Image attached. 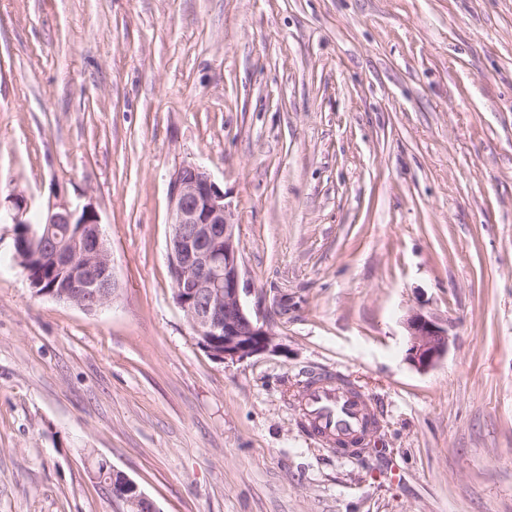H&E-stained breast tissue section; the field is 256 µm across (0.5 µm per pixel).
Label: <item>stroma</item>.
Returning a JSON list of instances; mask_svg holds the SVG:
<instances>
[{"mask_svg": "<svg viewBox=\"0 0 512 512\" xmlns=\"http://www.w3.org/2000/svg\"><path fill=\"white\" fill-rule=\"evenodd\" d=\"M202 166L278 351L198 347L170 188ZM99 215L119 284L36 296L0 222V512H512V0H0V203ZM415 308L447 325L406 359ZM378 406L357 457L309 373ZM407 359L420 371L433 368L448 353V327L428 311L417 308L407 315ZM295 397L309 433L330 452L348 456L343 448L367 429L370 418L379 419L378 409L364 394H352L336 385V374H311ZM102 464L105 466L102 477L110 485L108 488L112 491V500L121 502L126 508L125 512H159L135 481L115 470L106 461Z\"/></svg>", "mask_w": 512, "mask_h": 512, "instance_id": "obj_1", "label": "stroma"}]
</instances>
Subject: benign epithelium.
Listing matches in <instances>:
<instances>
[{
	"instance_id": "obj_1",
	"label": "benign epithelium",
	"mask_w": 512,
	"mask_h": 512,
	"mask_svg": "<svg viewBox=\"0 0 512 512\" xmlns=\"http://www.w3.org/2000/svg\"><path fill=\"white\" fill-rule=\"evenodd\" d=\"M172 233L169 241L174 296L197 344L214 359L243 362L275 351V333L247 308L241 288L242 256L236 224L224 204V193L201 167L179 168L171 184ZM14 257L27 273L33 291L43 281L30 276V265L40 263L57 275L61 286L50 292L59 301L87 312L110 304L118 290L112 258L97 212L66 205L51 206L42 224L24 220L27 204L13 199ZM68 225L64 235L57 225ZM407 359L419 370L433 368L448 353L449 333L436 317L422 308L407 315ZM102 477L112 500L125 512H159L138 484L112 467Z\"/></svg>"
}]
</instances>
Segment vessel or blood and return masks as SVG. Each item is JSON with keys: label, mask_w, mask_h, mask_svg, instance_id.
<instances>
[{"label": "vessel or blood", "mask_w": 512, "mask_h": 512, "mask_svg": "<svg viewBox=\"0 0 512 512\" xmlns=\"http://www.w3.org/2000/svg\"><path fill=\"white\" fill-rule=\"evenodd\" d=\"M304 425L330 452L346 455V447L367 429L378 409L362 394L337 386L329 371L311 374L297 396Z\"/></svg>", "instance_id": "vessel-or-blood-1"}]
</instances>
